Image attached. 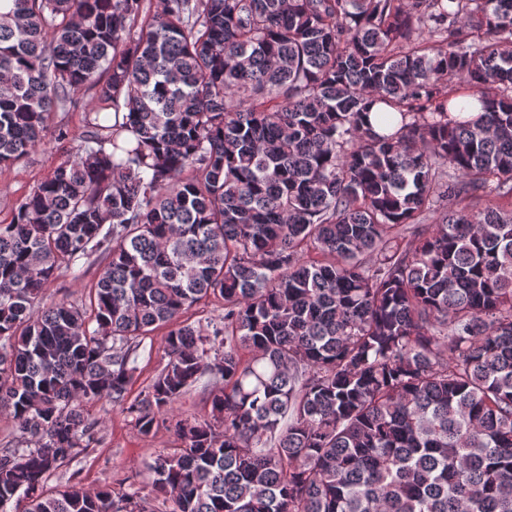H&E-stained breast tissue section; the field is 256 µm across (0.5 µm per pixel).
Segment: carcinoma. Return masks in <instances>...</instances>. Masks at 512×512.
Instances as JSON below:
<instances>
[{"label":"carcinoma","mask_w":512,"mask_h":512,"mask_svg":"<svg viewBox=\"0 0 512 512\" xmlns=\"http://www.w3.org/2000/svg\"><path fill=\"white\" fill-rule=\"evenodd\" d=\"M85 91L0 224V504L146 512L46 489L108 401L178 442L160 512H512V0L1 4L0 167ZM93 258L89 305L47 301ZM205 380L209 416L173 414ZM223 313L222 303L213 298H204L196 303L182 319H188V323L206 327L210 322H215ZM167 329L160 328L153 333L152 340L147 339L145 343L149 348L152 341L153 354L151 359L141 357L139 359V369L137 370L129 387L128 400L132 401L137 398L144 387H146L155 378L161 367V357L163 355L164 339Z\"/></svg>","instance_id":"carcinoma-1"}]
</instances>
